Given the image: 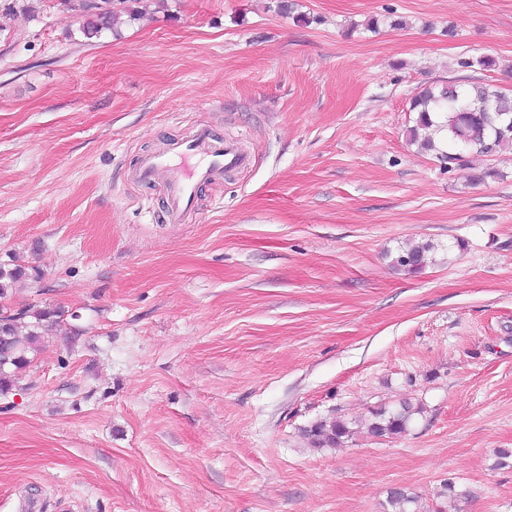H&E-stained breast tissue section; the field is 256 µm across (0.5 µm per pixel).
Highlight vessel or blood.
<instances>
[{
  "mask_svg": "<svg viewBox=\"0 0 512 512\" xmlns=\"http://www.w3.org/2000/svg\"><path fill=\"white\" fill-rule=\"evenodd\" d=\"M249 163V153L238 143L218 138L208 127L200 126L188 137L141 156L133 179L151 183L165 177L167 202L162 221L188 224L202 187L222 182L226 173L245 169Z\"/></svg>",
  "mask_w": 512,
  "mask_h": 512,
  "instance_id": "b4317fda",
  "label": "vessel or blood"
}]
</instances>
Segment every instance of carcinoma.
I'll return each instance as SVG.
<instances>
[{"instance_id": "obj_1", "label": "carcinoma", "mask_w": 512, "mask_h": 512, "mask_svg": "<svg viewBox=\"0 0 512 512\" xmlns=\"http://www.w3.org/2000/svg\"><path fill=\"white\" fill-rule=\"evenodd\" d=\"M134 0H65L68 8L85 17L80 28L88 40L102 31H115L122 16L136 19L131 8ZM462 69L486 70L495 65L487 56L459 60ZM410 111L417 113L415 126L408 130L409 140L425 150H436L434 135L448 131L447 150H437L443 168L451 170L465 165L462 148L473 154L491 156L506 143H512V96L489 84L473 82L466 86L450 81L419 89L411 98ZM429 246L408 247L393 260V266L407 272L423 268ZM33 279L20 266L0 265V394L7 393L16 376L38 350L39 341L59 325L63 312L54 308L26 307L15 310L10 300L16 285ZM423 406L407 400L391 408H381L372 417L352 427L351 423L329 417L313 422L304 433L317 448H341L360 430L372 437L395 438L406 434ZM392 512H418V497L403 488L388 495Z\"/></svg>"}]
</instances>
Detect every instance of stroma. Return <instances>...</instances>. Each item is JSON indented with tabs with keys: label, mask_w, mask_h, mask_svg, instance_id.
Returning a JSON list of instances; mask_svg holds the SVG:
<instances>
[{
	"label": "stroma",
	"mask_w": 512,
	"mask_h": 512,
	"mask_svg": "<svg viewBox=\"0 0 512 512\" xmlns=\"http://www.w3.org/2000/svg\"><path fill=\"white\" fill-rule=\"evenodd\" d=\"M290 2L137 0L88 40L0 0V265L64 312L0 395V512H512V145L449 172L408 139L419 87L512 92V0ZM200 125L255 159L162 223L130 174ZM405 398V435L302 433ZM429 245L408 247L401 250L393 260V266L407 272H416L423 268ZM388 504L392 512H419L418 497L403 488H393L388 495Z\"/></svg>",
	"instance_id": "obj_1"
}]
</instances>
